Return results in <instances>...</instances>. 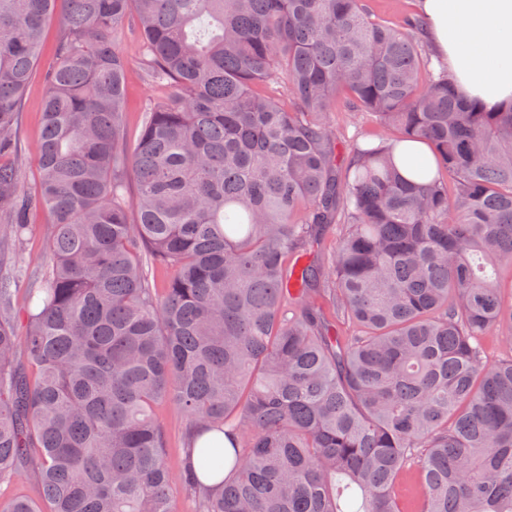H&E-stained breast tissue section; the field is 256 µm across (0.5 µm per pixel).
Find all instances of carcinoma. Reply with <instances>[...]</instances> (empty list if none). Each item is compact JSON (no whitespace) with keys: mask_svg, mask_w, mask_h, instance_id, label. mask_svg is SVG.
I'll return each mask as SVG.
<instances>
[{"mask_svg":"<svg viewBox=\"0 0 512 512\" xmlns=\"http://www.w3.org/2000/svg\"><path fill=\"white\" fill-rule=\"evenodd\" d=\"M55 19L34 186L0 162V484L36 451L42 500L6 512H178L180 488L194 512H512V356L486 342L512 344V104L459 95L421 19L366 0H0V159ZM125 28L171 88L133 143ZM340 92L435 172L386 140L340 156ZM163 402L185 451L236 437L225 477L196 449L219 490L168 461ZM393 155L400 170L409 175L415 167V161L419 159H428L432 161V154L428 147L422 142L407 141L394 147ZM47 224H36V229L28 235L23 245V255L29 263V271L39 272L46 257L47 236L44 229ZM233 444L234 441H232L229 436L224 435V431H208L200 436L196 448L205 446L210 448H224V463L225 455H227L228 458V463L224 466V475L226 476L230 469V463L233 460Z\"/></svg>","mask_w":512,"mask_h":512,"instance_id":"obj_1","label":"carcinoma"}]
</instances>
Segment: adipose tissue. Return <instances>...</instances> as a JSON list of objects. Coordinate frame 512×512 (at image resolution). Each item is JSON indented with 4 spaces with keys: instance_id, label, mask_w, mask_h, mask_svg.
I'll return each instance as SVG.
<instances>
[{
    "instance_id": "obj_1",
    "label": "adipose tissue",
    "mask_w": 512,
    "mask_h": 512,
    "mask_svg": "<svg viewBox=\"0 0 512 512\" xmlns=\"http://www.w3.org/2000/svg\"><path fill=\"white\" fill-rule=\"evenodd\" d=\"M419 12L463 95L512 102V0H420Z\"/></svg>"
}]
</instances>
